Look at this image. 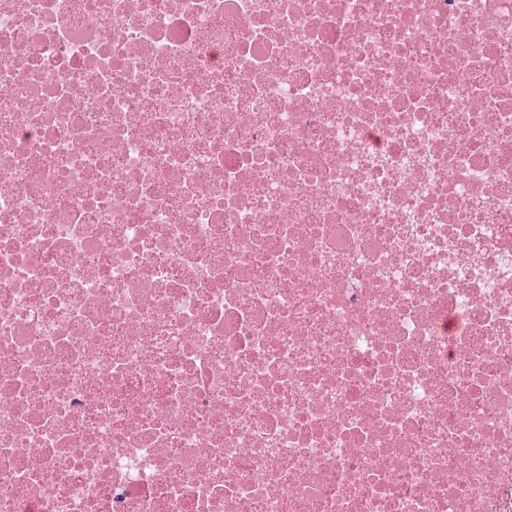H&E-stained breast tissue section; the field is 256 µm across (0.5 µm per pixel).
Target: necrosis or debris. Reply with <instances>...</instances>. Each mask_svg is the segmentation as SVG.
<instances>
[{"label":"necrosis or debris","mask_w":512,"mask_h":512,"mask_svg":"<svg viewBox=\"0 0 512 512\" xmlns=\"http://www.w3.org/2000/svg\"><path fill=\"white\" fill-rule=\"evenodd\" d=\"M0 512H512V0H0Z\"/></svg>","instance_id":"1"}]
</instances>
